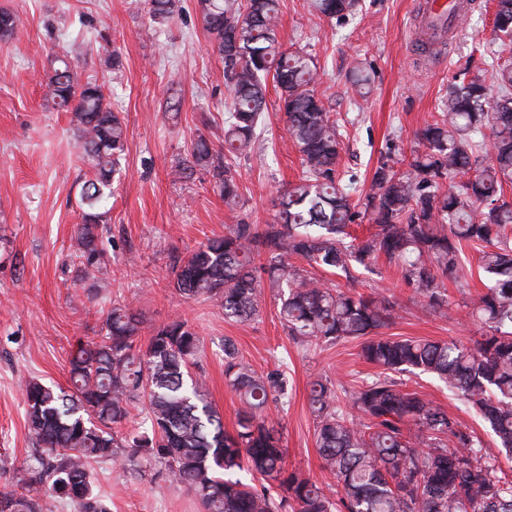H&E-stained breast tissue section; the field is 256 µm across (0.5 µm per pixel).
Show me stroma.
<instances>
[{"instance_id":"stroma-1","label":"stroma","mask_w":512,"mask_h":512,"mask_svg":"<svg viewBox=\"0 0 512 512\" xmlns=\"http://www.w3.org/2000/svg\"><path fill=\"white\" fill-rule=\"evenodd\" d=\"M129 2L0 0V10L21 19L16 37L0 42V458L20 467L34 452L24 381L68 387L72 354L99 336L117 300L141 314L142 346L160 324L178 315L188 320L204 344L199 371L207 397L227 431L236 428L240 404L224 379V339L234 341L255 371H286L288 400L269 403L266 414L282 434L289 468L334 486L318 455L308 393L311 382L322 377L349 389L375 375L358 342L311 349L295 344L267 287L258 318L242 323L225 320L212 302L184 300L173 288L176 260L233 224L270 223L277 195L298 183L300 155L277 107L276 90H267L268 110L250 156L236 165L242 206H226L205 172L172 179L171 168L196 132L211 137L224 130L229 94L223 64L197 24L193 0H186L182 16L164 24L132 11ZM278 36L284 46L304 48L313 57L320 74L317 92L343 133L341 169L361 189L369 187L389 145L406 151L416 146L417 132L440 112L449 84L465 69L512 63L507 51L495 60L489 56L499 44L490 0H473L462 24L438 45L426 42L418 0H361L359 12L339 20L318 16L310 0H282ZM63 52L96 79L126 124L125 168L112 185L106 203L110 220L102 231L108 269L89 293L76 282L70 249L81 222L79 194L88 168L69 113L44 98L47 59ZM112 52L121 59L115 70L104 64ZM366 61L375 77L363 93L349 76ZM174 86L182 94L176 114L164 109ZM205 115L211 119L206 126ZM464 256L473 275L464 287L446 281L448 304L437 313L421 310L397 268L383 259L373 272L355 271L350 280L324 271L318 277L392 297L397 315L389 335L471 345L480 338L472 312L484 286L475 273L477 249L465 247ZM409 384L475 431L487 456L512 474V456L496 448L457 396L428 376L411 377ZM95 477L111 512H203L191 491L159 479L125 477L110 464L97 465Z\"/></svg>"}]
</instances>
